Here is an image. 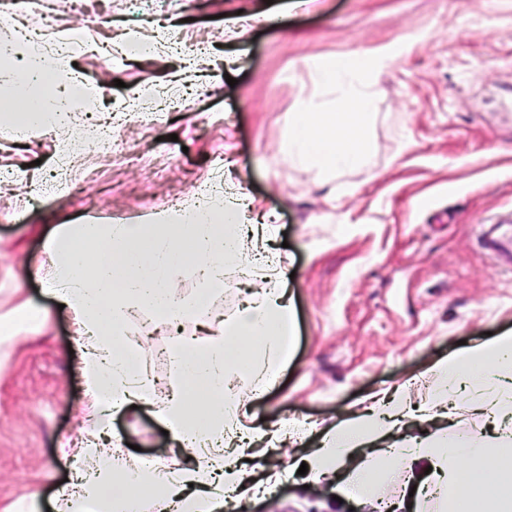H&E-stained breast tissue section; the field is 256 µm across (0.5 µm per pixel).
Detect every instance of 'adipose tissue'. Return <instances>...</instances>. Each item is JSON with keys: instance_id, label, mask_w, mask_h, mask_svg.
<instances>
[{"instance_id": "obj_1", "label": "adipose tissue", "mask_w": 512, "mask_h": 512, "mask_svg": "<svg viewBox=\"0 0 512 512\" xmlns=\"http://www.w3.org/2000/svg\"><path fill=\"white\" fill-rule=\"evenodd\" d=\"M93 35L75 42L70 30L31 34L14 28L0 40V61L14 72L0 119L24 130L69 127L78 95L95 86L76 79L58 82L54 55L98 51ZM392 52L356 51L312 62L316 84L337 88L333 107L305 101L280 144L283 158L331 172L359 165L369 145L362 129L371 115L372 74ZM243 209L223 196L202 193L188 204L157 212L144 224H63L47 237L54 256L47 291L70 312L83 336V374L91 398V430L80 455L94 468L78 477L68 512H226L230 502L279 482L284 470L255 480L246 461L258 443L275 447L283 432L246 425L239 380L265 391L288 365L292 304L277 283L253 284L243 308L224 320L204 344H180L172 356L175 385L157 402L152 383L136 368L139 347L124 339L133 311L144 308L168 320L198 314L204 297L221 290L228 266L261 260L258 244L239 233ZM191 269L197 296L177 298L174 280ZM512 371V336H499L443 360L430 370V396L410 410L400 394L373 401L338 422L319 448L305 457L310 479L338 476L340 494L374 498L396 472L424 470L415 499L434 500L438 512H512V388L501 390L500 426L491 439L449 440L441 421L449 417V394L458 386ZM139 402L155 407L177 446L169 466L142 467L113 447L112 413ZM423 425L426 437L413 435Z\"/></svg>"}]
</instances>
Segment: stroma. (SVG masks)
Segmentation results:
<instances>
[{
    "label": "stroma",
    "mask_w": 512,
    "mask_h": 512,
    "mask_svg": "<svg viewBox=\"0 0 512 512\" xmlns=\"http://www.w3.org/2000/svg\"><path fill=\"white\" fill-rule=\"evenodd\" d=\"M127 2L104 0L97 14L76 18L55 0L58 25L114 44L116 63L93 52L77 61L105 105L147 80L166 86L188 58L198 72L178 106L159 97L149 104L154 118L118 113L113 156L69 159V178H97L85 194L58 196L27 180L0 190V512H62L74 474L68 450L85 434L81 359L69 350L77 327L31 273L51 268L44 242L58 225L132 223L216 177L249 214H272L263 236L278 264L228 268L206 310L233 317L248 282L281 265L293 272L280 282L293 305L288 366L249 405L265 426L292 425L294 437L269 454L282 467L373 395L402 385L407 405L421 404L428 369L460 344L512 335V269L476 242L480 225L512 215V0H173L143 17ZM156 18L177 26L179 43L123 56V28L148 37ZM380 48L395 57L371 78L365 163L321 173L285 161L278 148L302 99L336 101L334 89L315 86L308 61ZM19 134L0 125V172L36 160L51 167L61 132L24 151ZM144 152L147 169L137 162ZM25 309L42 322L21 327ZM130 332L161 392L175 379L176 338L202 336L198 319L183 320L174 336L146 312ZM488 396L475 385L451 394L449 438L488 433L489 413L472 409ZM162 427L152 407H127L113 415L111 434L159 463L173 448ZM336 483L293 472L245 504L248 512H376L399 497L389 485L379 501L340 502Z\"/></svg>",
    "instance_id": "35a3bbf8"
}]
</instances>
